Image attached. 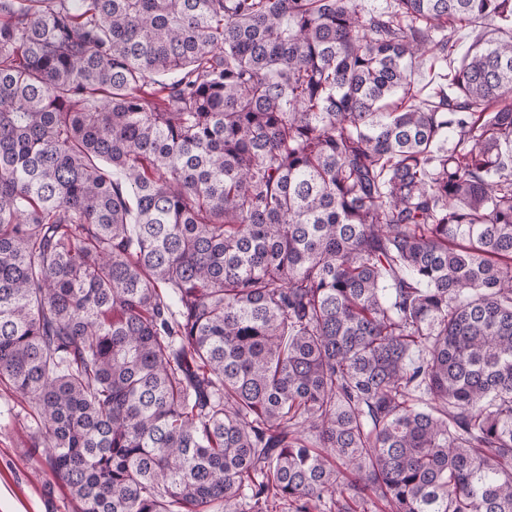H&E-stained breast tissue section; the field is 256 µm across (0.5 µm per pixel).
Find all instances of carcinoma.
Here are the masks:
<instances>
[{
    "label": "carcinoma",
    "instance_id": "carcinoma-1",
    "mask_svg": "<svg viewBox=\"0 0 512 512\" xmlns=\"http://www.w3.org/2000/svg\"><path fill=\"white\" fill-rule=\"evenodd\" d=\"M0 383L72 512H512V0H0Z\"/></svg>",
    "mask_w": 512,
    "mask_h": 512
}]
</instances>
